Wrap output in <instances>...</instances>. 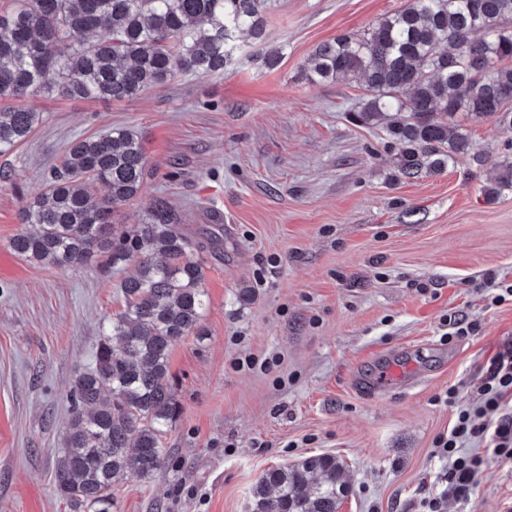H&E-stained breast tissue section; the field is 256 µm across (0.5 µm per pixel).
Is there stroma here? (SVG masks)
<instances>
[{"mask_svg":"<svg viewBox=\"0 0 512 512\" xmlns=\"http://www.w3.org/2000/svg\"><path fill=\"white\" fill-rule=\"evenodd\" d=\"M406 2L275 0L265 43L241 40L224 72L122 102L24 99L41 121L0 154V254L70 142L113 128L139 136L149 171L118 222H144L161 197L194 240H224L202 253L206 335L172 352L169 458L152 479L116 483L112 512H249L264 470L321 453L347 465L339 512H421L437 489L448 462L435 441L455 418L446 391L471 399L489 359L512 349V304L481 286L512 280V193L486 198L489 173L466 157L402 182L387 140L351 119L361 84L304 77L317 45ZM134 271L21 257L0 273V512H70L54 487L67 397ZM452 314L479 332L447 340ZM383 354L422 378L362 393ZM444 512H512V466L489 461L470 501Z\"/></svg>","mask_w":512,"mask_h":512,"instance_id":"35a3bbf8","label":"stroma"}]
</instances>
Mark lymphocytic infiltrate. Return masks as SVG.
<instances>
[{
  "label": "lymphocytic infiltrate",
  "instance_id": "lymphocytic-infiltrate-1",
  "mask_svg": "<svg viewBox=\"0 0 512 512\" xmlns=\"http://www.w3.org/2000/svg\"><path fill=\"white\" fill-rule=\"evenodd\" d=\"M511 395L512 351L491 358L487 376L472 400L462 401L458 390L448 389L445 402L454 407L455 420L437 442L440 456L448 461L443 475L445 487L423 499L426 512H442L448 498L470 497L474 479L485 468V459L469 452V444L486 445L498 461L512 462V410L505 407Z\"/></svg>",
  "mask_w": 512,
  "mask_h": 512
}]
</instances>
